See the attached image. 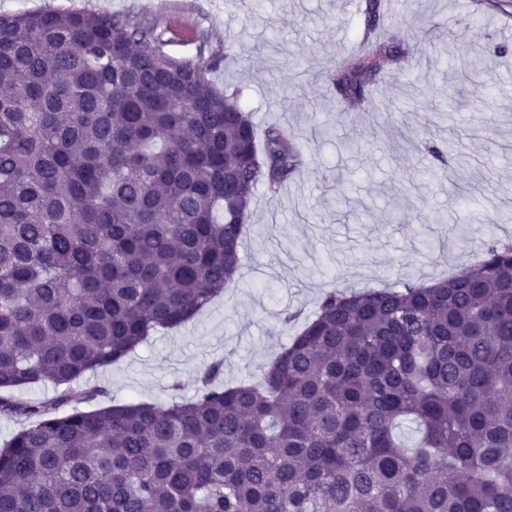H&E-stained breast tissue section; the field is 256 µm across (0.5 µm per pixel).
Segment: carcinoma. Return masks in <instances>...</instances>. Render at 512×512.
I'll return each instance as SVG.
<instances>
[{
	"label": "carcinoma",
	"instance_id": "obj_1",
	"mask_svg": "<svg viewBox=\"0 0 512 512\" xmlns=\"http://www.w3.org/2000/svg\"><path fill=\"white\" fill-rule=\"evenodd\" d=\"M382 10L336 69L348 103L400 53ZM160 42L129 16L0 13V415L22 422L0 512H512V243L489 225L482 262L430 288L325 293L260 383L219 360L193 399L92 406L89 374L240 275L253 189L303 164Z\"/></svg>",
	"mask_w": 512,
	"mask_h": 512
}]
</instances>
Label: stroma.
<instances>
[{
	"label": "stroma",
	"mask_w": 512,
	"mask_h": 512,
	"mask_svg": "<svg viewBox=\"0 0 512 512\" xmlns=\"http://www.w3.org/2000/svg\"><path fill=\"white\" fill-rule=\"evenodd\" d=\"M365 0H0V13L78 8L155 22L163 52L213 59L212 82L239 90L257 129L280 123L305 145L306 162L278 193L258 185L250 205L240 276L185 326L156 333L124 362L89 375L116 402L190 398L205 365L224 362V380H261L290 340L281 313H312L323 293L401 288L452 277L477 264L479 238L462 241L434 211L467 206L476 223L512 242L499 214L512 203V0H384L381 31L401 41L413 67L386 64L372 98L339 102L336 67L364 24ZM455 23H448V16ZM429 29L423 39L417 28ZM487 60L466 77L465 54ZM462 116L432 127L450 87ZM330 125L318 139L310 116ZM363 142L362 152L346 150ZM446 150L445 160L430 146ZM408 214L406 224L392 222Z\"/></svg>",
	"instance_id": "stroma-1"
}]
</instances>
